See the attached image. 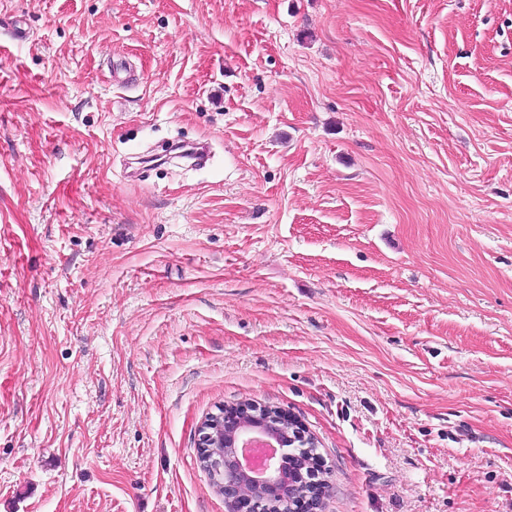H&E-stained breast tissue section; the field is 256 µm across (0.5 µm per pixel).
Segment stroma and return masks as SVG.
<instances>
[{"label":"stroma","instance_id":"1","mask_svg":"<svg viewBox=\"0 0 512 512\" xmlns=\"http://www.w3.org/2000/svg\"><path fill=\"white\" fill-rule=\"evenodd\" d=\"M243 402L512 512V0H0V512H229Z\"/></svg>","mask_w":512,"mask_h":512}]
</instances>
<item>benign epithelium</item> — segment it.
I'll return each mask as SVG.
<instances>
[{"mask_svg": "<svg viewBox=\"0 0 512 512\" xmlns=\"http://www.w3.org/2000/svg\"><path fill=\"white\" fill-rule=\"evenodd\" d=\"M289 418L283 410L260 406H239L227 411H219L204 419L198 429L200 458L206 460L210 478L216 490L224 494V500L234 506V512H264L271 501L293 502L306 496L309 480L315 476L308 474L295 483H288V473L295 450L312 441V437L298 425H293L292 433H281L274 438L270 429ZM220 429L232 434L238 440V447L227 449L220 456H213V448L218 439L214 430ZM261 439L277 449V470L251 473L241 458L243 441L241 436Z\"/></svg>", "mask_w": 512, "mask_h": 512, "instance_id": "7a95c632", "label": "benign epithelium"}]
</instances>
